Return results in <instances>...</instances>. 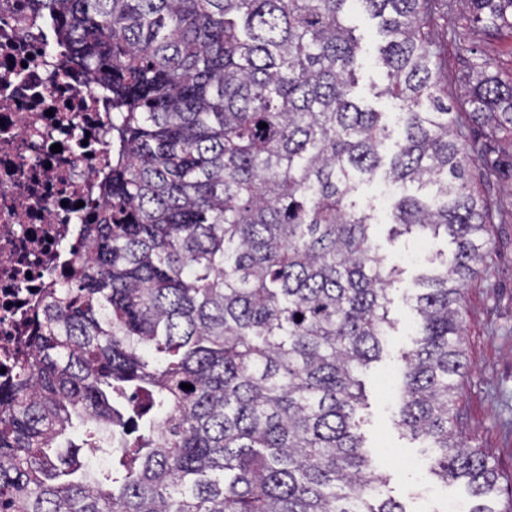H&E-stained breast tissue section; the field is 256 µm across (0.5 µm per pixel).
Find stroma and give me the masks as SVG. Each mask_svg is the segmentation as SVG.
I'll return each mask as SVG.
<instances>
[{"label":"stroma","instance_id":"1","mask_svg":"<svg viewBox=\"0 0 512 512\" xmlns=\"http://www.w3.org/2000/svg\"><path fill=\"white\" fill-rule=\"evenodd\" d=\"M465 0H448L447 34L442 57L450 96L475 80L483 68L512 76V30L489 37L472 27ZM346 23L360 41L356 93L362 105L396 116L392 101L382 97L385 69L380 59L383 38L376 20L352 8ZM473 186L493 206L491 249L480 275L468 282L462 305L467 374L461 385V404L466 413L463 435L483 449L505 475L493 506L512 498V177L483 178V160L473 156ZM361 204L372 206V240L397 264L402 273L389 292L388 317L392 327L379 359L358 373L364 395L360 411L365 453L387 477L386 496L401 503L406 512H446L449 502H466L462 485L447 483L431 471L422 442L411 440L397 427L396 388L400 382V354L415 332L417 279L429 258L453 250L445 238L391 240L390 191L383 177L362 183L357 193Z\"/></svg>","mask_w":512,"mask_h":512}]
</instances>
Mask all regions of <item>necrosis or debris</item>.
<instances>
[{
	"instance_id": "necrosis-or-debris-1",
	"label": "necrosis or debris",
	"mask_w": 512,
	"mask_h": 512,
	"mask_svg": "<svg viewBox=\"0 0 512 512\" xmlns=\"http://www.w3.org/2000/svg\"><path fill=\"white\" fill-rule=\"evenodd\" d=\"M53 36L0 0V382L29 357L31 312L85 249L76 227L101 206L110 160L109 103L64 68Z\"/></svg>"
}]
</instances>
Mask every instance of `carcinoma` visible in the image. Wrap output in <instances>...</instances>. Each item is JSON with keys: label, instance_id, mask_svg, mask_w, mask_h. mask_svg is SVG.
Segmentation results:
<instances>
[{"label": "carcinoma", "instance_id": "obj_1", "mask_svg": "<svg viewBox=\"0 0 512 512\" xmlns=\"http://www.w3.org/2000/svg\"><path fill=\"white\" fill-rule=\"evenodd\" d=\"M356 2L387 37L388 157L383 113L354 97ZM436 2L27 0L110 97L112 159L86 251L0 387V512H405L380 499L359 434L356 372L383 350L397 272L355 199L381 169L433 188L396 199L393 234L455 244L419 278L399 426L469 512H491L501 474L459 436L463 287L492 224L464 129L487 130L485 175L500 174L512 80L483 70L453 110ZM470 2L489 33L512 27V0ZM75 418L82 447H112L107 467L58 451Z\"/></svg>", "mask_w": 512, "mask_h": 512}]
</instances>
